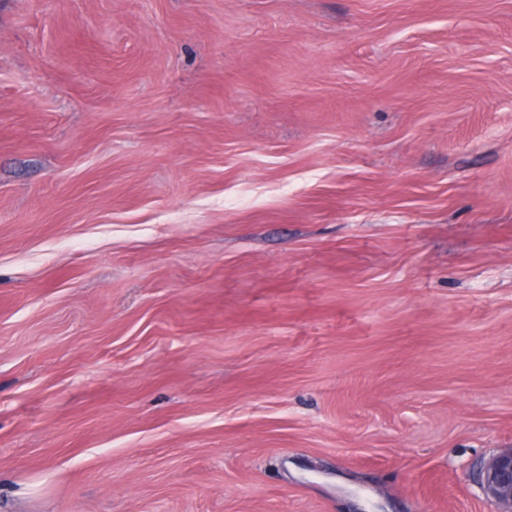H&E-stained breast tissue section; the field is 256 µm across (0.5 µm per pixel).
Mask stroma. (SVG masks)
Segmentation results:
<instances>
[{"label":"stroma","mask_w":512,"mask_h":512,"mask_svg":"<svg viewBox=\"0 0 512 512\" xmlns=\"http://www.w3.org/2000/svg\"><path fill=\"white\" fill-rule=\"evenodd\" d=\"M512 0H0V512H498Z\"/></svg>","instance_id":"35a3bbf8"}]
</instances>
